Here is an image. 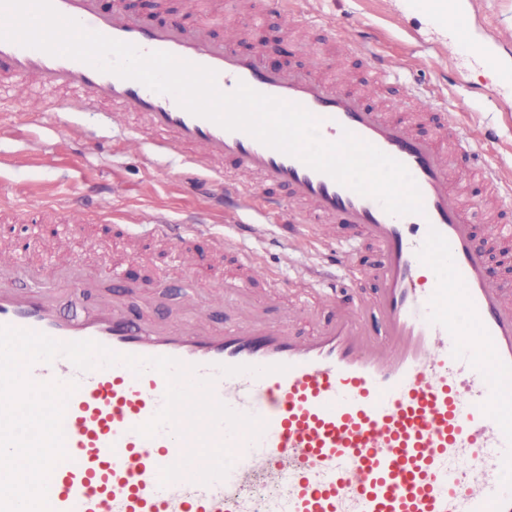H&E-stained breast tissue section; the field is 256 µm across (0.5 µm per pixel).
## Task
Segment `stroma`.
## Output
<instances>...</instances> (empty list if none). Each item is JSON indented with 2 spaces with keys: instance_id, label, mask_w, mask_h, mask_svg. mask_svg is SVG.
<instances>
[{
  "instance_id": "obj_1",
  "label": "stroma",
  "mask_w": 512,
  "mask_h": 512,
  "mask_svg": "<svg viewBox=\"0 0 512 512\" xmlns=\"http://www.w3.org/2000/svg\"><path fill=\"white\" fill-rule=\"evenodd\" d=\"M301 10L320 22L375 35L379 51L407 64L411 76L439 94L460 128L480 141L487 156L512 177V119L502 110L512 88L499 84L478 57L448 58V38L422 18L402 10L399 0H301ZM472 38L499 34L493 50L512 60V0H479ZM224 186L185 155L157 148L122 108L100 105L93 112L50 113L47 100L15 87L0 101V199L17 207L0 220V240H27L30 213L43 204L67 208L81 225L73 254L87 264L128 267L126 286L157 297L155 315L179 308L183 288L180 258L153 247L148 234L161 214L178 222L194 217L260 262L249 274L250 294L268 306L266 281L275 278L282 298L325 261L324 240L347 236L344 225L320 224L292 238L276 217L251 210L239 223L224 215ZM167 271L165 287L157 274Z\"/></svg>"
}]
</instances>
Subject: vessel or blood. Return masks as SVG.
<instances>
[{
    "label": "vessel or blood",
    "mask_w": 512,
    "mask_h": 512,
    "mask_svg": "<svg viewBox=\"0 0 512 512\" xmlns=\"http://www.w3.org/2000/svg\"><path fill=\"white\" fill-rule=\"evenodd\" d=\"M62 15L86 30L165 51L213 69L217 87L239 84L303 106L319 118L323 140L351 131L402 162L415 180L423 214L396 216L299 158L242 131H228L183 109L171 95L103 72L92 65L0 40V98L13 86L35 85L47 95L71 91L87 111L112 103L136 113L168 150H193V162L214 168L229 162L237 176L224 182L227 212L261 209L288 213L298 224H346L353 239L372 245L377 261L350 267L333 248L329 274L309 279L331 319L298 338L288 317L272 322L239 305L231 325L213 326L202 302L210 288L243 291L256 259L228 240L216 256L234 254V280L201 281L195 266L182 279L190 293L170 318L145 316L149 298L108 297L99 276L66 258V239L41 260L26 246L0 250V326L42 332L58 341L93 340L123 354L168 356L213 383L215 398L260 418L254 441L217 427L213 442H231L235 460L225 478L207 484L183 477L160 485L159 470L190 447L169 430L152 438L136 431L162 407L166 379L153 370L134 375L115 365L79 371L67 358L32 366L33 380L77 381L63 419L68 457L48 484L50 512H254L248 487L263 475L287 483L271 512H512V276L490 277L492 252L512 247V223L500 221L488 239L477 235V214L454 188L473 178L492 206L512 210V180L490 164L462 133L454 113L413 86L410 100L435 122L432 135L368 105L367 95L321 77L331 59L309 68H272L267 50L242 52L211 37L207 27L181 19L150 21L99 0H53ZM310 24L292 0H262L257 20ZM330 40L362 55L377 78L405 79V63L386 57L366 38L331 30ZM478 53L501 83L512 84V62L484 45L449 44V55ZM449 149H442V141ZM196 224L155 225L154 235L187 251ZM346 269L338 277L337 269ZM369 281L367 299H346L350 285ZM89 301L82 315L64 303Z\"/></svg>",
    "instance_id": "obj_1"
}]
</instances>
